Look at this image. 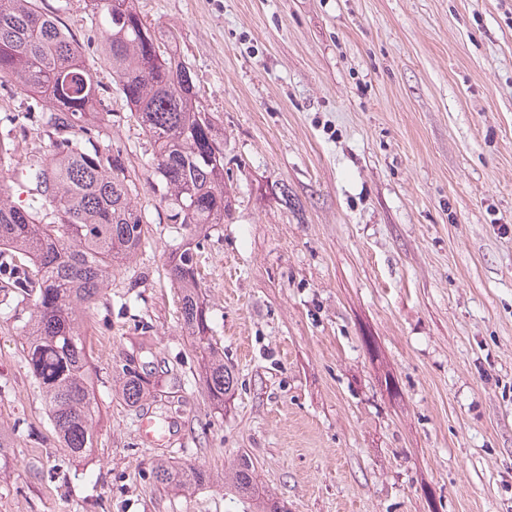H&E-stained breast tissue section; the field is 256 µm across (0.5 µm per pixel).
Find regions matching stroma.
I'll list each match as a JSON object with an SVG mask.
<instances>
[{"label": "stroma", "mask_w": 512, "mask_h": 512, "mask_svg": "<svg viewBox=\"0 0 512 512\" xmlns=\"http://www.w3.org/2000/svg\"><path fill=\"white\" fill-rule=\"evenodd\" d=\"M224 127L232 209L200 250L211 399L168 258L183 230L111 68L112 147L149 224L85 323L100 415L58 443L0 318V512H243L239 455L287 512H512V0H138ZM167 441L139 435L127 360ZM209 484L160 485L157 462ZM123 374L126 379L123 388L125 398L133 404L143 401V399L150 393L148 387L150 385V380L147 377L150 375L141 373L136 366L133 368L128 364L125 365Z\"/></svg>", "instance_id": "obj_1"}]
</instances>
